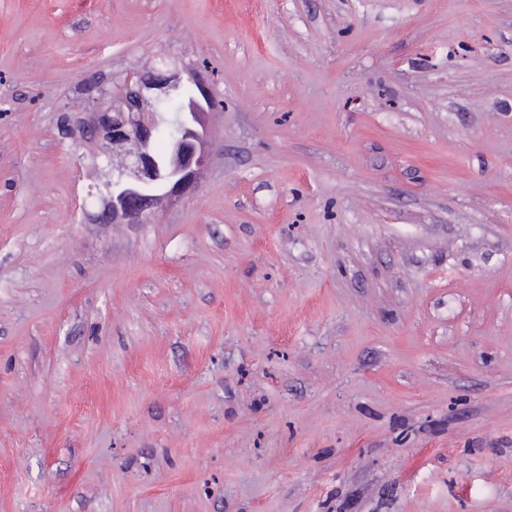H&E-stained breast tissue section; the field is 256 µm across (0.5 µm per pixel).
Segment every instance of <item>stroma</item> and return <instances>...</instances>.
<instances>
[{
    "instance_id": "35a3bbf8",
    "label": "stroma",
    "mask_w": 512,
    "mask_h": 512,
    "mask_svg": "<svg viewBox=\"0 0 512 512\" xmlns=\"http://www.w3.org/2000/svg\"><path fill=\"white\" fill-rule=\"evenodd\" d=\"M161 55L201 187L92 223ZM0 512H512V0H0Z\"/></svg>"
}]
</instances>
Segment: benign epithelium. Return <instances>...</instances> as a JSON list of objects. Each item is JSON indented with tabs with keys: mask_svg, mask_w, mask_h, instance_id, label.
I'll return each instance as SVG.
<instances>
[{
	"mask_svg": "<svg viewBox=\"0 0 512 512\" xmlns=\"http://www.w3.org/2000/svg\"><path fill=\"white\" fill-rule=\"evenodd\" d=\"M184 80L185 72L170 66L150 75L137 71L120 77L123 92L116 100L114 108L122 112L125 124L138 140L139 148L135 152L114 158L112 142L109 140H104L103 146L97 147L96 155L104 159L106 168L112 171L124 170L126 174L114 177L107 183L112 217L97 214L93 216L95 221L104 223L110 219L114 223H147L154 217L160 204L152 191V185L158 181L167 183L170 200H178L198 189L207 161L206 154L199 146L197 124L200 113L186 109L178 113V136L171 145L177 165L171 170H165L151 153L157 128L156 117L152 112H140L136 109V102L143 94L154 90L167 96L175 94Z\"/></svg>",
	"mask_w": 512,
	"mask_h": 512,
	"instance_id": "7a95c632",
	"label": "benign epithelium"
}]
</instances>
